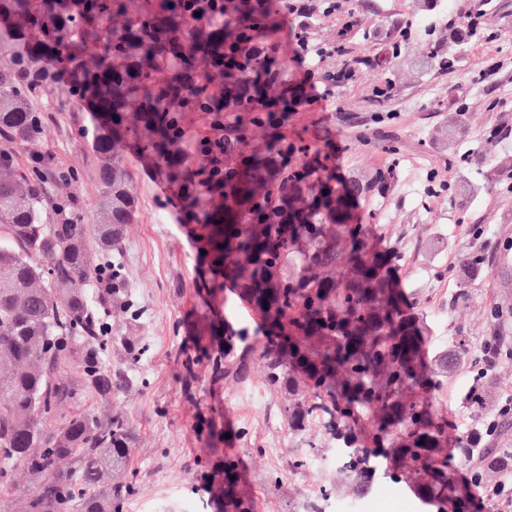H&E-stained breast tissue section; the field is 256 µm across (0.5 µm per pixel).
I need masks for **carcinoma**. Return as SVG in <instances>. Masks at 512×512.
Listing matches in <instances>:
<instances>
[{"mask_svg":"<svg viewBox=\"0 0 512 512\" xmlns=\"http://www.w3.org/2000/svg\"><path fill=\"white\" fill-rule=\"evenodd\" d=\"M60 2L0 0L6 29L0 34V135L24 147L43 137L37 101L48 96L53 80L25 75L51 55L70 75L72 93L115 130L113 136L124 134L125 113L136 109L164 148L163 164L176 178L191 177L179 151L170 148L171 126L155 111L156 99L168 92L210 101L198 87L196 60L220 45L221 33L206 43L187 35L179 43L171 39L186 32L180 0H73L71 11ZM234 8L245 25L269 24L270 14L257 12L254 0H236ZM115 13L127 15V28L140 41L137 58L120 73L114 67L130 46L115 37ZM412 25L410 19L395 23L396 39L369 58H349L345 72L355 77L364 65L377 68L380 93H389L390 64L402 56ZM159 59L170 61L177 79L158 81ZM91 140L99 155L103 224L79 216L48 223L50 173L14 159L0 163V512H12L19 472L31 479L24 512H122L138 490L134 472L127 471L133 449L128 420L80 405L121 388L123 373L104 363L112 341L129 370L146 353L133 337L112 336V316L135 322L144 314L126 288L122 263L112 259L136 206L107 140L95 131ZM317 172L304 162L274 184L265 156L250 155L224 175V212L203 215L197 239L214 270L205 298L214 304L230 281L263 327L258 332L236 319L226 298L209 335L182 349L183 367L190 373L205 365L210 386L218 389L246 383L262 363L269 389L288 394V432L309 448L292 466L319 457L327 476L346 479L358 494L378 474H413L423 505L470 512L471 499L448 472V418L431 401L437 377L461 365L466 340L428 354L427 328L414 312L418 303L407 301L396 276L398 255L377 249L372 226L355 219L356 201L370 186L351 179L337 189L327 177L304 201L305 184ZM257 199L288 211V223L255 220ZM108 266L112 287L102 288ZM510 357L509 337L481 339L479 354L469 360L474 385L463 397L474 414L488 408L493 371ZM316 421L323 423L320 440L310 434ZM507 423L505 415L491 426L483 423L457 448L459 460L472 467L474 485L488 490L491 478L512 471V451L485 446V437ZM247 437L246 428L222 430L211 418L199 428L198 466L208 490L200 512H255L232 450Z\"/></svg>","mask_w":512,"mask_h":512,"instance_id":"cac0c4a2","label":"carcinoma"}]
</instances>
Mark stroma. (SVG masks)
<instances>
[{
	"mask_svg": "<svg viewBox=\"0 0 512 512\" xmlns=\"http://www.w3.org/2000/svg\"><path fill=\"white\" fill-rule=\"evenodd\" d=\"M460 25L471 15L481 17L482 33L473 38L460 63L451 70L429 64L426 42L412 38L406 57L398 61L395 90L379 96L376 71L363 68L328 98L301 103L280 129L252 123L247 112L226 117L241 139L240 150L225 158L236 166L241 154L262 147L275 135L306 146L307 154L289 155V166L302 160L335 169L346 179L374 181L388 172L359 200L361 223L375 224L377 247L400 252L397 275L406 294L422 304L431 328V351L452 347L457 336L481 340L490 333L488 314L498 308L512 331V188L498 170L500 159L512 155V0H447ZM422 0H339L328 17L307 20L298 27L289 20L279 30V59L288 63V78L300 81L304 65L293 59L296 33L315 45L342 43L344 53L316 62L319 73H333L345 63L346 52H364V29L389 33L399 18L421 17ZM421 64L411 70L410 61ZM70 79L58 80L43 103L46 136L42 154L52 155L60 171L74 179L54 195L75 201L74 211L87 223L100 212L95 172L98 157L86 132L98 123L86 102L68 93ZM465 109L464 128L454 141L446 134L458 109ZM123 138L114 143L113 163L125 174L136 203V218L123 240L120 259L127 286L145 309L135 326L116 321L112 333L137 337L146 353L127 377L124 389L96 413L118 412L129 421L135 448L129 463L139 490L123 512H155L158 504L181 512L197 501L202 480L195 466L201 421L215 417L227 427L246 426L247 442L237 445L243 479L253 493L256 512H299L315 497L319 469L289 468L291 458L304 455L288 435L284 409L288 397L270 391L262 367L249 381L229 389L209 391L205 374L187 380L179 358L183 344L203 331L210 315L197 297L208 276L205 258L192 234L197 221L174 191L167 172L153 174L156 162L148 150L149 135L138 121H128ZM398 152H390L391 144ZM458 182L463 195L449 198L429 192L431 180ZM486 260L485 276H468L463 261L474 247ZM467 291L466 304L449 301ZM472 375L460 368L444 379L434 397L435 410L447 415L448 446L456 448L476 424L462 403ZM398 484L376 480L360 501L361 512H421L420 502L404 504Z\"/></svg>",
	"mask_w": 512,
	"mask_h": 512,
	"instance_id": "35a3bbf8",
	"label": "stroma"
}]
</instances>
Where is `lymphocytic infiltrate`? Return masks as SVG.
I'll return each instance as SVG.
<instances>
[{
	"label": "lymphocytic infiltrate",
	"mask_w": 512,
	"mask_h": 512,
	"mask_svg": "<svg viewBox=\"0 0 512 512\" xmlns=\"http://www.w3.org/2000/svg\"><path fill=\"white\" fill-rule=\"evenodd\" d=\"M189 31L193 38L210 36L215 31L232 30L234 41L220 53L202 56L199 70L204 80H212L232 69L242 73V81L234 95L225 98L221 107L210 109L208 135H200L184 119L192 106L181 97H162L159 108L170 116L173 126V145L182 147L194 143L195 150L206 169V177L182 182L176 194L194 203L208 200L215 190L224 186V115L228 112H251L277 124L281 112L287 111L289 101H304L318 97L314 70H307L297 83L289 82L288 68L278 63L279 45L273 31L248 27L238 22L227 0H182Z\"/></svg>",
	"instance_id": "1"
}]
</instances>
